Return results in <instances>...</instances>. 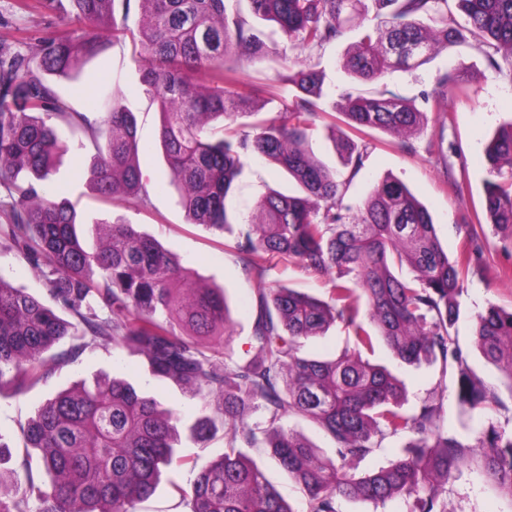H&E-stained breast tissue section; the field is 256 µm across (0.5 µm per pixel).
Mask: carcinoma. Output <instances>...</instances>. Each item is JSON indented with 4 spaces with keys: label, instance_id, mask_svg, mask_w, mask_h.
I'll list each match as a JSON object with an SVG mask.
<instances>
[{
    "label": "carcinoma",
    "instance_id": "obj_1",
    "mask_svg": "<svg viewBox=\"0 0 512 512\" xmlns=\"http://www.w3.org/2000/svg\"><path fill=\"white\" fill-rule=\"evenodd\" d=\"M138 31L127 24L131 0H20L24 9L74 21L34 43L0 38V242L36 270L45 299L13 287L0 274V389L16 396L48 381L96 343L142 355L149 373L200 399L214 412L198 417L191 436L205 445L223 431L224 448L177 487L188 512H296L241 448H263L299 486L305 512H339L341 499L383 504L405 496L410 512H446L448 480L474 458L512 501V431L489 421L475 443L448 428L437 386L411 409L403 383L370 362L383 342L410 366H442L461 409L487 415L505 407L481 383L455 324L463 278L481 247L476 226L512 234V121L485 151L482 214L466 224V244L450 259L428 210L399 179L387 176L353 206L348 193L380 131L401 139L424 129L419 104L451 99L460 74H438L421 103L393 92L348 95L340 112L320 106L323 72L288 68V98L262 116L255 87L241 88L230 56L273 55L250 17L274 22L309 52H320L356 27L359 40L343 61L347 76L372 83L394 69L426 64L450 44L482 50L488 66L512 70V0H138ZM463 14L456 18L450 7ZM140 42L154 64L141 83L160 115L159 138L179 203L191 223L222 231L233 223L227 197L256 154L297 183L272 191L224 248L263 279L272 264L329 276V300L291 288H261L253 337L258 355L217 364L229 327L224 291L196 287L175 255L133 224H97L87 249L77 213L47 195L55 159L72 139L90 155V189L102 200L147 203L139 163L137 120L123 99H109L98 120L73 108L50 77H67L104 47L103 34ZM359 135L334 148L344 171L308 150L320 116ZM339 324L353 348L335 359L303 351L304 340ZM474 347L503 374L512 397V309L491 306L476 317ZM301 419L333 444L324 455L290 425ZM177 414L129 381L103 375L57 393L21 426L25 456L4 470L0 441V512H135L155 492L165 468L181 467ZM389 437L404 439L387 466L358 471Z\"/></svg>",
    "mask_w": 512,
    "mask_h": 512
}]
</instances>
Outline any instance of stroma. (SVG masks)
I'll list each match as a JSON object with an SVG mask.
<instances>
[{
    "mask_svg": "<svg viewBox=\"0 0 512 512\" xmlns=\"http://www.w3.org/2000/svg\"><path fill=\"white\" fill-rule=\"evenodd\" d=\"M257 26L269 34L277 52L275 58L258 64L245 53L233 55L229 64L243 81H257L284 89L286 61L316 65L326 73L325 89L329 100L343 104L347 92L356 85L345 76L341 63L355 43L357 31H349L321 54H308L292 45L276 24L258 21ZM58 17L51 13L20 9L18 0H0V37L10 40L61 29ZM147 56L131 43L109 45L102 53L87 59L78 74L57 79L59 94L79 111L103 116L108 97L122 96L138 116V136L142 146L141 167L152 191L148 205L109 204L99 201L90 190L89 156L79 148L61 157L53 175L58 199L72 202L78 213L80 236L87 248L98 239L95 222L123 221L158 239L174 253L192 275L197 286L223 289L234 320L229 336L233 358L256 355L258 345L252 337L254 316L252 302L259 286L283 285L318 298L328 296L325 279L305 274L300 269L274 265L265 280L246 273L235 252L224 247L225 237L205 226L189 223L184 209L169 184L159 140V117L141 84V70ZM456 70L467 80L465 88L440 105L428 106L429 124L419 134L411 135L412 152H404L395 138L375 132L370 136L372 149L364 168L349 190L352 202H360L386 175L402 180L431 213L437 235L449 255H457L465 237L464 219L480 209L483 201V162L485 147L495 130L512 119V71H494L485 55L473 47L451 46L439 51L425 65L412 70H396L369 84V91L389 90L406 98L417 97L430 89L438 73ZM465 180L467 188L456 194L449 177ZM294 192L295 184L286 173L267 160L250 155L236 178L227 207L237 222L255 219L258 200L269 191ZM482 259L464 277V296L456 331L462 345L473 343L475 316L489 305L512 308V236L493 225H483L479 232ZM374 359L404 380L409 403H416L433 390L441 377L440 365L415 369L401 365L384 345H377ZM107 373L130 381L137 388L155 396L164 408L175 410L180 417L177 454L184 465L164 470L153 496L137 505L136 512H186L174 490L175 484H188L194 468L205 466L224 446L222 437L201 445L189 434V427L204 405L178 387L152 378L142 356L127 350L89 346L80 360L64 367L48 383L39 384L25 395L13 396L10 388L0 389V435L13 448V465H20L23 442L20 427L48 398L81 380L90 381ZM448 512H512L480 461L464 465L447 486Z\"/></svg>",
    "mask_w": 512,
    "mask_h": 512,
    "instance_id": "35a3bbf8",
    "label": "stroma"
}]
</instances>
